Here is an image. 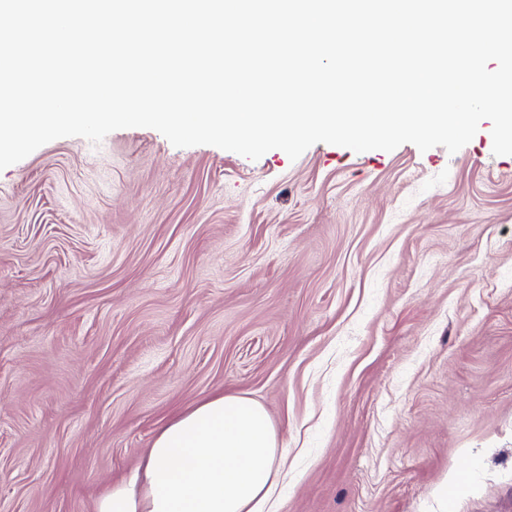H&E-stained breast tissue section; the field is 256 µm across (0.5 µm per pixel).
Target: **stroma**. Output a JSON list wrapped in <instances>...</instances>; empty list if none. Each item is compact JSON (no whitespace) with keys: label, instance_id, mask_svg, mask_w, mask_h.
<instances>
[{"label":"stroma","instance_id":"stroma-1","mask_svg":"<svg viewBox=\"0 0 512 512\" xmlns=\"http://www.w3.org/2000/svg\"><path fill=\"white\" fill-rule=\"evenodd\" d=\"M297 160L150 128L0 171V512H95L167 420L261 403L277 512H512V156Z\"/></svg>","mask_w":512,"mask_h":512}]
</instances>
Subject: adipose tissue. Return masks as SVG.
<instances>
[{
    "mask_svg": "<svg viewBox=\"0 0 512 512\" xmlns=\"http://www.w3.org/2000/svg\"><path fill=\"white\" fill-rule=\"evenodd\" d=\"M284 455L259 402L212 396L164 424L96 512H271Z\"/></svg>",
    "mask_w": 512,
    "mask_h": 512,
    "instance_id": "obj_1",
    "label": "adipose tissue"
}]
</instances>
